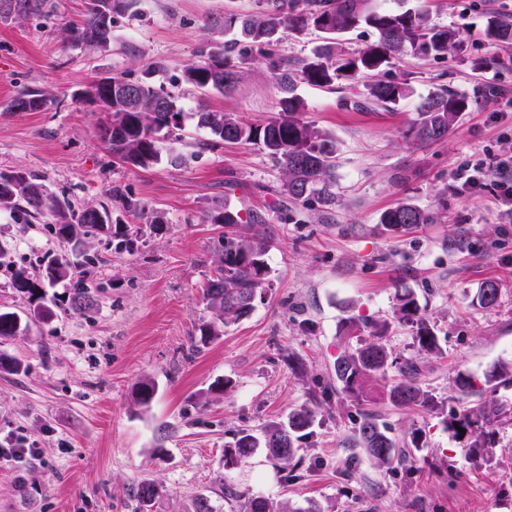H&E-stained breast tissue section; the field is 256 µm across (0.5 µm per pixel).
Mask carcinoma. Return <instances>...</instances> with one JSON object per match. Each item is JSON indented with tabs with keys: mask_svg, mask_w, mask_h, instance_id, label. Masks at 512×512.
<instances>
[{
	"mask_svg": "<svg viewBox=\"0 0 512 512\" xmlns=\"http://www.w3.org/2000/svg\"><path fill=\"white\" fill-rule=\"evenodd\" d=\"M45 3L46 0H0V18L39 15ZM365 3L366 0H265V7L253 15L228 13L224 15V31H234L239 38L228 45H204L199 50V60L183 74L184 81L199 90L222 93L245 78L242 67L231 56L237 45L250 43L271 48L285 29L298 32L313 29L324 35L326 43L315 51L313 59L303 64L299 77L291 75L287 67L271 63L281 98L277 115L268 122L247 124L233 112L216 110L190 114L198 127L209 132L212 146L224 142L260 146L279 165L288 199L309 209L336 204V154L327 136L301 118L304 104L295 93L296 80L313 87H331L340 78L370 75L372 79L364 84L365 99L389 108L408 96L410 88L402 82L375 79L383 68L407 54L439 58L464 50L461 29L431 23L427 10L422 7L401 12L372 11ZM131 5L132 0H88L85 19L73 31V40L97 45L104 11L110 8L119 15ZM361 27L374 30L377 40L352 52L339 48L341 36ZM483 34L492 44H511L512 16H487ZM98 82L99 102L94 107L100 114L98 139L115 162L147 168L165 156L173 166L181 163L182 157L166 145L172 132L181 129L184 118L172 95L159 92L145 80L135 83L123 75L102 77ZM488 90V86L482 85L472 98L445 87L429 92L416 107L417 117L408 129V136L420 143L444 138L460 114L468 111L473 99L486 95ZM45 105L46 97L41 92L27 88L11 100L9 108L37 112ZM0 209L19 212L26 218H47L48 230L71 246V256L48 264L38 278L21 267L13 271L12 288L36 302L31 317L45 320L51 316L50 309L42 304L43 288L65 280L72 281V308L81 312L92 310L96 300L83 279L75 276V270L87 273L97 264L96 259L81 250L83 238L107 231L120 238L121 248L132 243L123 233V225L109 221L111 207L101 204L76 209L68 199L47 192L36 175L13 170L0 172ZM210 219L224 225L227 231L218 240L216 268L203 288L209 317L201 324L200 336L193 343L197 351L224 335L230 324L249 316L255 299L269 286L270 269L259 235L246 237V226L240 215L227 209L213 210ZM435 219L434 212L401 202L383 211L379 223L403 231L419 224H432ZM394 320L411 329L419 351L440 350L438 337L421 311L413 289L406 286L397 289ZM387 328L386 322L359 324L352 319L342 326L347 338L365 332L371 335L370 340L344 349L334 365L342 391L358 400L372 398L378 379L386 375L389 355L379 338ZM21 330L22 319L18 313L0 310V338H11ZM399 372L400 378L385 387L386 396L398 405L424 403L426 393L416 383L414 363L405 362ZM510 375L512 365L502 363L484 374V385L495 386ZM156 391L154 382H140L137 404L150 406ZM494 414L495 410L485 405L465 406L451 415L448 428L469 434L473 438L471 447L487 448L491 445L490 433L483 430V425L491 423ZM313 422L314 412L299 407L288 414L287 421L268 423L259 436L246 430L239 432L233 442L224 446V467L237 466L259 448L271 459L288 463L293 459L295 443L308 435ZM358 443L379 464L389 465L395 459V442L371 415L365 416L358 428ZM134 495L147 507L160 492L155 484L142 481ZM241 500V512H288V507L263 496L243 495Z\"/></svg>",
	"mask_w": 512,
	"mask_h": 512,
	"instance_id": "1",
	"label": "carcinoma"
}]
</instances>
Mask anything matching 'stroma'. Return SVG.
Segmentation results:
<instances>
[{
	"mask_svg": "<svg viewBox=\"0 0 512 512\" xmlns=\"http://www.w3.org/2000/svg\"><path fill=\"white\" fill-rule=\"evenodd\" d=\"M433 23L464 27L467 49L444 59L411 54L385 68L409 96L384 108L365 103L361 79L330 88L298 83L304 118L336 146V196L309 210L289 202L279 167L253 144L208 148V133L185 122L169 145L184 157L149 169L115 163L97 137L98 113L79 99L104 75L142 77L155 67L156 88L187 112L236 113L269 121L278 111L270 59L299 73L320 42L284 31L271 55L245 54V79L230 93H201L183 81L200 47L230 41L225 13L262 10L264 0H133L116 16L107 48L74 42L85 0H47L40 16L0 20V171L35 174L78 208L99 205L118 186L140 204L121 220L134 241L118 248L107 234L87 237L100 263L86 277L97 300L90 312L70 303V282L48 289L52 316L0 342L19 371H0V438L40 449L37 458L0 462V512H138L143 480L160 497L151 512H194L208 496L218 512H239V495L287 504L290 512H512V379L470 395L493 400L499 415L492 445L472 447L447 423L462 404L460 378L482 381L512 362V224L497 219V171L480 189L456 188L457 169L484 154L512 151V45L485 42L489 12L512 14V0H408ZM493 84L441 141L419 145L404 134L421 97L445 86L473 93ZM47 97L38 112L8 110L20 90ZM435 212L432 224L394 233L380 214L402 201ZM259 214L271 282L250 316L202 350L192 348L208 313L202 287L225 227L214 208ZM161 224H154V217ZM0 247L16 266L41 273L67 243L44 224L0 210ZM500 288L495 307L475 296L482 282ZM413 288L439 338L438 352H418L408 327L395 323L397 285ZM389 322L382 343L399 365L416 360L428 401L399 407L344 393L334 363L346 343V319ZM152 379L149 408L133 393ZM223 391L211 392L215 380ZM316 413L290 465L257 451L225 470L224 446L241 430L257 433L292 410ZM396 443L400 458L381 466L357 443L365 415Z\"/></svg>",
	"mask_w": 512,
	"mask_h": 512,
	"instance_id": "obj_1",
	"label": "stroma"
}]
</instances>
